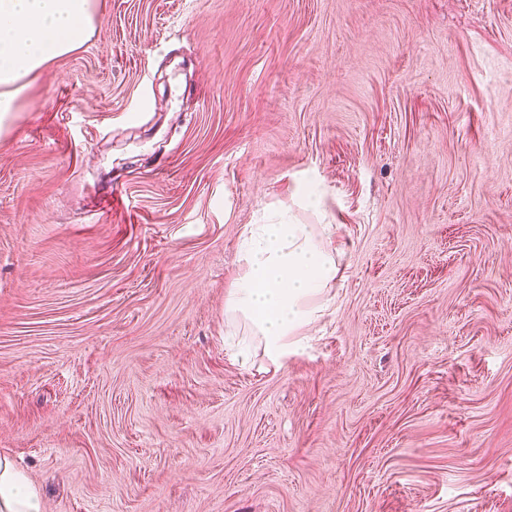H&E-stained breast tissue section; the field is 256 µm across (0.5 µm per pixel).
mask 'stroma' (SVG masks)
<instances>
[{
    "label": "stroma",
    "instance_id": "35a3bbf8",
    "mask_svg": "<svg viewBox=\"0 0 512 512\" xmlns=\"http://www.w3.org/2000/svg\"><path fill=\"white\" fill-rule=\"evenodd\" d=\"M306 176L346 269L241 363ZM2 456L44 512H512V0H98L0 135ZM260 224L242 231L241 274L227 289L224 314L243 323L280 369L321 316L327 288L344 272L316 224H296L291 208H264Z\"/></svg>",
    "mask_w": 512,
    "mask_h": 512
}]
</instances>
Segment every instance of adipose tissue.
<instances>
[{"label": "adipose tissue", "mask_w": 512, "mask_h": 512, "mask_svg": "<svg viewBox=\"0 0 512 512\" xmlns=\"http://www.w3.org/2000/svg\"><path fill=\"white\" fill-rule=\"evenodd\" d=\"M96 0H0V132L44 68L77 50L94 31ZM241 273L227 289L224 314L248 327L274 367L304 341L321 300L344 268L316 225L290 209H264L242 231ZM0 512H43L27 477L0 459Z\"/></svg>", "instance_id": "1"}]
</instances>
